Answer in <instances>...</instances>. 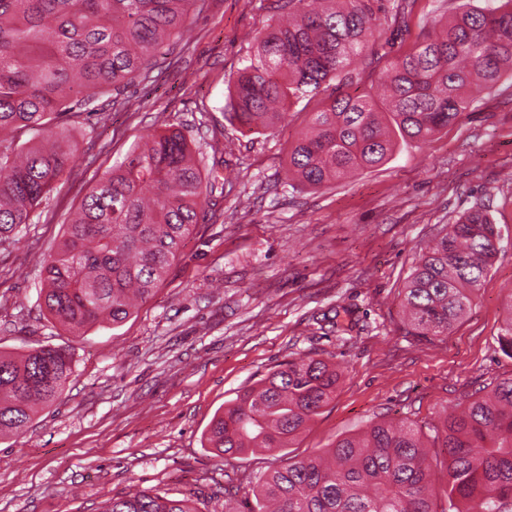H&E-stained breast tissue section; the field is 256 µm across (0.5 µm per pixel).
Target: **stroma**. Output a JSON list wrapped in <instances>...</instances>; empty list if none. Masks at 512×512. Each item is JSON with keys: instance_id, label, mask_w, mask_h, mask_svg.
<instances>
[{"instance_id": "1", "label": "stroma", "mask_w": 512, "mask_h": 512, "mask_svg": "<svg viewBox=\"0 0 512 512\" xmlns=\"http://www.w3.org/2000/svg\"><path fill=\"white\" fill-rule=\"evenodd\" d=\"M461 0H379L369 53L388 58L425 41ZM276 0H198L182 38L120 105L60 116L74 158L15 244L0 245V351L68 348L74 373L32 427L0 440V512H100L146 490L224 512L250 495L271 455L205 448L214 414L283 361L338 365L335 397L300 435L303 456L378 420L423 425L444 407L512 375L497 338L512 314V76L503 77L422 143L321 188L292 190L288 148L312 113L295 103L266 134L225 120L230 76L276 17ZM404 10L406 27L391 21ZM379 71L352 65L325 98L376 94ZM183 126L204 157L224 153V195L184 243L168 276L117 326L73 333L40 297L42 260L78 206L130 145ZM488 206L500 235L494 264L450 333L405 335L401 292L443 225Z\"/></svg>"}]
</instances>
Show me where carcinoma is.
I'll use <instances>...</instances> for the list:
<instances>
[{"label": "carcinoma", "mask_w": 512, "mask_h": 512, "mask_svg": "<svg viewBox=\"0 0 512 512\" xmlns=\"http://www.w3.org/2000/svg\"><path fill=\"white\" fill-rule=\"evenodd\" d=\"M195 3L0 0V245L17 241L77 149L56 117L93 112L98 97L120 94L182 34ZM277 10L229 85L226 116L253 133L274 128L292 102L315 100L381 25L373 0H278ZM511 67L512 0L490 8L463 0L433 38L386 61L383 101L346 94L313 113L288 150L287 178L317 188L378 166L396 139L427 140ZM216 193L224 190L202 188L201 161L182 127L135 144L102 173L44 257L47 313L77 332L128 320L164 281ZM498 240L483 206L444 226L403 288L406 335H448L489 273ZM72 373L63 347L0 351V439L25 432ZM340 378L336 365L300 357L213 417L205 439L217 454L280 453L245 508L227 492L224 512H512V376L423 428L375 421L323 453L290 455ZM439 471L445 481L435 492ZM101 512L192 509L143 491L113 498Z\"/></svg>", "instance_id": "cac0c4a2"}]
</instances>
